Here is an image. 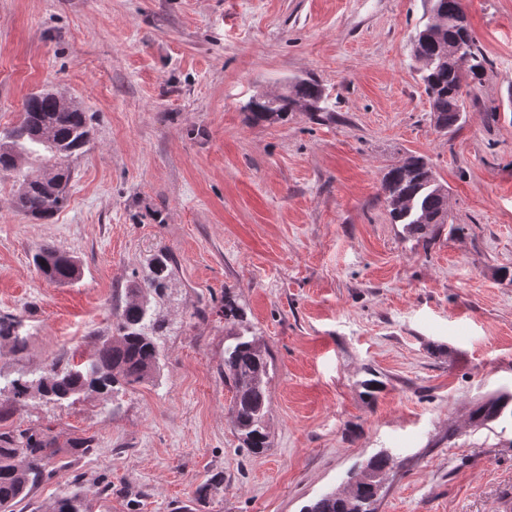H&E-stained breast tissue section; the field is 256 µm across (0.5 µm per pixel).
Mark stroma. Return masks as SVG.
Returning a JSON list of instances; mask_svg holds the SVG:
<instances>
[{
	"mask_svg": "<svg viewBox=\"0 0 512 512\" xmlns=\"http://www.w3.org/2000/svg\"><path fill=\"white\" fill-rule=\"evenodd\" d=\"M463 4L492 66L445 134L412 55L426 0H0V129L43 90L95 116L53 219L16 211L0 180V318L27 337L21 352L0 339V432L61 450L16 512L72 491L89 512H303L381 452L375 512H512V432L470 421L512 391V0ZM297 79L322 86L324 111L248 121L252 98ZM414 155L448 188L428 243L381 190ZM47 244L76 258L77 280L40 275ZM164 250L153 381L14 399L60 350L92 354L90 333L111 335ZM228 298L273 364L257 455L228 415ZM89 436L90 453L68 455Z\"/></svg>",
	"mask_w": 512,
	"mask_h": 512,
	"instance_id": "1",
	"label": "stroma"
}]
</instances>
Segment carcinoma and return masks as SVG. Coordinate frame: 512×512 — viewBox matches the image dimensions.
Returning <instances> with one entry per match:
<instances>
[{
	"instance_id": "obj_1",
	"label": "carcinoma",
	"mask_w": 512,
	"mask_h": 512,
	"mask_svg": "<svg viewBox=\"0 0 512 512\" xmlns=\"http://www.w3.org/2000/svg\"><path fill=\"white\" fill-rule=\"evenodd\" d=\"M430 12L442 19L441 26L426 24L414 40V56L432 60L421 79L430 98L434 125L441 131L460 126L464 112V89L481 80L489 59L468 36L466 61L459 67L452 60L455 38L470 29L461 0H428ZM324 100L322 87L310 80L296 82L292 93L273 98H254L249 102V119L260 122L283 120L295 110L319 112ZM92 116L78 105L52 93L28 97L17 124L0 129V178L15 183L13 205L19 211L41 220L52 219L68 203L65 183L71 170L61 163L85 152L91 140ZM381 188L393 221L403 225L406 234L425 236L445 223L448 189L437 179L432 167L421 156H411L383 176ZM34 263L46 280L54 283L75 281L80 270L75 261L52 246L40 247ZM172 274L170 256L161 252L149 274L128 289L129 300L115 314L116 334L90 333L93 355L85 362L71 360L62 351L46 365L36 392L62 403L82 392L108 394L116 386L148 382L160 370L159 337L167 328L160 312L143 300L145 291L162 295ZM17 323L0 319V337L10 338L21 350L26 337L16 330ZM271 363L256 339L240 330L225 337L224 379L231 383L234 397L229 407L230 420L245 447L259 453L269 446L266 425V379ZM512 419V394L493 396L473 411L472 420L485 426ZM59 449L47 433L14 429L0 433V512H14L34 486L45 478L47 466ZM391 456H373L363 475L346 497L326 493L306 506L304 512H374L371 505L378 495L376 482L369 477L386 473ZM55 512H84L79 492L61 497Z\"/></svg>"
}]
</instances>
